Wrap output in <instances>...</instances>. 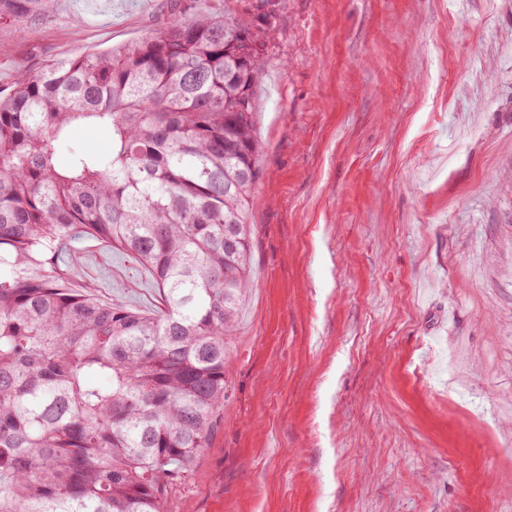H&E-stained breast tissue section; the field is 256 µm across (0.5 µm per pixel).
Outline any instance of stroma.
Returning a JSON list of instances; mask_svg holds the SVG:
<instances>
[{"label": "stroma", "mask_w": 512, "mask_h": 512, "mask_svg": "<svg viewBox=\"0 0 512 512\" xmlns=\"http://www.w3.org/2000/svg\"><path fill=\"white\" fill-rule=\"evenodd\" d=\"M263 59L252 287L168 512H512V0H55L0 94L196 13ZM72 287L152 310L90 237Z\"/></svg>", "instance_id": "35a3bbf8"}]
</instances>
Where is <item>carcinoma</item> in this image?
Listing matches in <instances>:
<instances>
[{
    "mask_svg": "<svg viewBox=\"0 0 512 512\" xmlns=\"http://www.w3.org/2000/svg\"><path fill=\"white\" fill-rule=\"evenodd\" d=\"M251 42L245 19L194 14L0 97V512H167L210 444L249 288ZM80 125L108 129L110 150L71 146ZM81 236L146 268L163 307L69 287L57 257Z\"/></svg>",
    "mask_w": 512,
    "mask_h": 512,
    "instance_id": "1",
    "label": "carcinoma"
}]
</instances>
